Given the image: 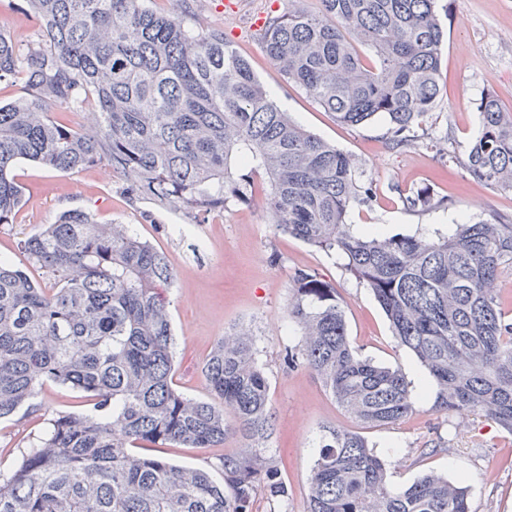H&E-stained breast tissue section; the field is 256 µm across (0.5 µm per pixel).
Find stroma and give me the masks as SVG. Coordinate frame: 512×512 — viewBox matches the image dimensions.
<instances>
[{"instance_id": "stroma-1", "label": "stroma", "mask_w": 512, "mask_h": 512, "mask_svg": "<svg viewBox=\"0 0 512 512\" xmlns=\"http://www.w3.org/2000/svg\"><path fill=\"white\" fill-rule=\"evenodd\" d=\"M188 0L187 14L201 30L220 29L246 57L280 108L304 128L350 155L373 183L370 205L348 216L355 229L394 235L452 233L466 218L512 216V191L475 179L459 163L480 129L475 102L492 91L512 108V0H438L447 32L436 108L417 129L412 146L394 150L388 125L378 118L343 125L272 66L254 24L287 13L289 0ZM0 26L19 49L42 40L41 25L27 0H0ZM444 142L437 153L433 142ZM24 188L23 205L13 223L0 226V257L24 265L19 242L54 223L66 211L90 213L100 224H123L163 251L177 272L168 297L175 334L174 384L184 395L206 400L210 391L203 367L212 346L228 328L241 324L255 333L257 357L270 384L274 430L267 445L288 486V512H306L314 446L323 427L352 421L310 371L288 369L283 358L300 340L286 314L289 288L301 270L319 273L335 285L345 309L349 337L362 355L401 370L412 384L415 411L400 424L367 430L377 453L388 462L387 479L402 488L434 471L466 476L474 512H512V435L483 417L435 411L427 373L399 347L373 295L345 268L340 257L295 238L275 233L261 202L229 203L223 213L198 221L181 209H160L149 201L129 200L111 168L95 166L59 173L22 161L13 168ZM427 189L441 208L411 210L403 200ZM39 409L0 421V470L10 471L30 440L49 419L85 409L81 392L53 383L38 394ZM238 437L213 448H158L144 443L140 455L201 468L222 480L223 456L239 452Z\"/></svg>"}]
</instances>
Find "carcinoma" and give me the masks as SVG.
Here are the masks:
<instances>
[{"label":"carcinoma","instance_id":"1","mask_svg":"<svg viewBox=\"0 0 512 512\" xmlns=\"http://www.w3.org/2000/svg\"><path fill=\"white\" fill-rule=\"evenodd\" d=\"M159 13L147 0H28L43 42L25 53L0 27V83L22 77L32 99L0 105V225L23 201L20 161L60 173L105 165L130 200L198 220L253 202L257 177L274 231L339 254L389 320L398 345L428 373L434 407L477 414L512 435V308L501 273L512 268V217L454 233H356L350 210L373 197L353 158L308 132L268 98L224 34L185 21L184 0ZM437 0H294L271 17L263 48L286 80L336 119L383 117L389 144L410 146L437 105L445 30ZM90 112L72 129L44 112ZM481 130L462 164L512 190V109L491 92L477 102ZM412 209L438 207L426 191ZM44 288L0 259V420L31 406L48 381L86 395L57 415L9 474L0 512H255L257 491L283 505L287 486L263 444L270 385L253 332L222 336L205 362L211 401L173 386L175 338L163 290L168 257L116 224L67 211L20 241ZM289 322L301 330L288 365L312 371L357 424L396 425L414 412L411 382L359 354L336 288L308 271L293 279ZM232 415L235 423L227 421ZM231 436L224 482L204 469L131 451L136 444L210 448ZM307 512H473L466 480L426 474L404 489L359 431L327 428L315 445Z\"/></svg>","mask_w":512,"mask_h":512}]
</instances>
